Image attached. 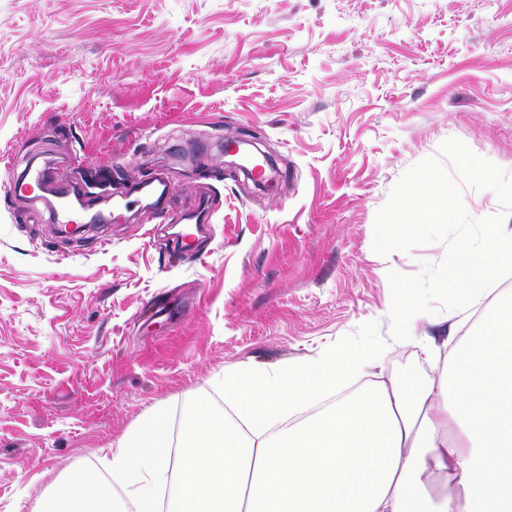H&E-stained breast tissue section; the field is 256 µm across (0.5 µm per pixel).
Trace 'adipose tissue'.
Segmentation results:
<instances>
[{
	"label": "adipose tissue",
	"instance_id": "adipose-tissue-1",
	"mask_svg": "<svg viewBox=\"0 0 512 512\" xmlns=\"http://www.w3.org/2000/svg\"><path fill=\"white\" fill-rule=\"evenodd\" d=\"M424 381H379L289 427L329 384L382 362L335 351L275 373L225 369L244 427L194 412L179 443L156 409L104 457L56 487L68 512H113L121 482L135 512H512V308L495 310ZM178 490L160 506L157 490Z\"/></svg>",
	"mask_w": 512,
	"mask_h": 512
}]
</instances>
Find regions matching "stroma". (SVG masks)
<instances>
[{
  "instance_id": "obj_1",
  "label": "stroma",
  "mask_w": 512,
  "mask_h": 512,
  "mask_svg": "<svg viewBox=\"0 0 512 512\" xmlns=\"http://www.w3.org/2000/svg\"><path fill=\"white\" fill-rule=\"evenodd\" d=\"M244 131L267 189L228 166ZM450 137L512 172V0H0V165L56 163L112 216L64 240L58 198L0 190V512H46L152 408L175 438L226 410L228 367L380 345L429 377L390 338L388 273L445 248L378 255L374 222ZM160 170L171 211L215 208L195 251L123 207ZM511 297L416 333L456 345Z\"/></svg>"
}]
</instances>
